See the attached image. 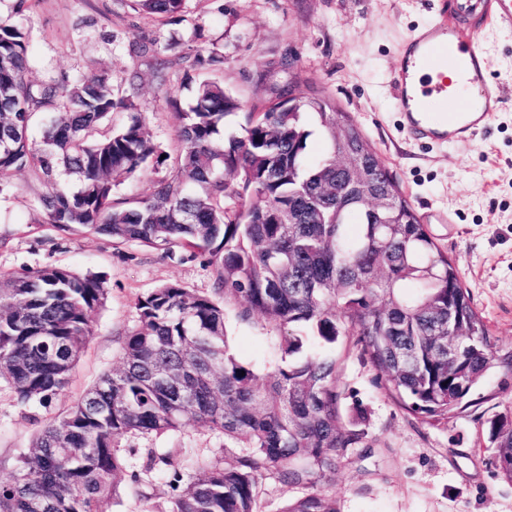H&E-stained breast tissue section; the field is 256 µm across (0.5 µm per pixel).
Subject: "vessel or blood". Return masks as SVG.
Listing matches in <instances>:
<instances>
[{
    "label": "vessel or blood",
    "instance_id": "b4317fda",
    "mask_svg": "<svg viewBox=\"0 0 512 512\" xmlns=\"http://www.w3.org/2000/svg\"><path fill=\"white\" fill-rule=\"evenodd\" d=\"M466 23L512 29V0H448L439 17L398 50L396 108L406 131L423 143H473L497 117L492 62L483 43L462 41Z\"/></svg>",
    "mask_w": 512,
    "mask_h": 512
}]
</instances>
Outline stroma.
I'll return each mask as SVG.
<instances>
[{"label": "stroma", "instance_id": "obj_1", "mask_svg": "<svg viewBox=\"0 0 512 512\" xmlns=\"http://www.w3.org/2000/svg\"><path fill=\"white\" fill-rule=\"evenodd\" d=\"M441 0H187L179 20L165 24L133 0H36L22 19L36 47L32 76L108 70L118 95L133 96L157 150L177 155L170 100L188 105L199 82L223 81L245 111L257 112L278 90L296 84L348 112L389 169L422 224L455 261L473 302L502 350L512 349V30L487 34L462 25L464 39L487 43L492 85L502 109L477 145H427L411 139L395 108L397 51L432 21ZM146 53H137V46ZM205 49L222 55L215 72L191 66ZM166 80L155 77L157 59ZM0 196V274L65 267L103 275L108 294L90 316L93 334L69 386L47 406L20 404L0 382V481L12 475L42 423L63 413L117 365L139 296L167 283L203 294L215 288L211 267L179 261L137 242L49 229L39 204L46 186L31 169L13 173ZM240 303H226V328L239 358L261 368L278 361L275 332L259 317L243 321ZM344 420L365 430L329 482L340 512H512V481L494 465L488 421L512 410V378L489 374L477 389L483 402L445 424L402 410L377 372L350 351L336 382ZM130 467L103 512H165L170 488L141 479L144 448L186 456H224L223 434L204 427L155 437L125 436Z\"/></svg>", "mask_w": 512, "mask_h": 512}]
</instances>
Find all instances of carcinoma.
Listing matches in <instances>:
<instances>
[{
    "label": "carcinoma",
    "mask_w": 512,
    "mask_h": 512,
    "mask_svg": "<svg viewBox=\"0 0 512 512\" xmlns=\"http://www.w3.org/2000/svg\"><path fill=\"white\" fill-rule=\"evenodd\" d=\"M33 0L0 15V194L13 171L35 168L48 188L40 206L58 232L137 241L169 257L213 267L215 296L178 283L137 298L138 325L120 365L103 374L60 418L43 423L11 480L0 512H100L128 460L118 439L201 425L237 444L233 460L177 459L145 449L144 473L167 477V512H260L267 472L308 493L281 512H338L328 479L366 434L340 412V359L302 355L344 339L382 377L403 409L448 420L494 369L512 374L463 287L389 170L346 112L319 96H288L248 112L241 133L225 129L241 102L205 80L173 113L182 144L169 173L134 206L113 198L120 180L168 166L147 136L144 111L118 97L105 72L28 77L30 33L19 18ZM175 20L185 0H135ZM196 50L192 65L217 67ZM124 119L111 125L112 113ZM49 115L41 137L30 129ZM324 157L306 162L315 132ZM355 157L344 169L339 157ZM105 280L62 267L0 275V380L24 405L67 387L93 335L90 313ZM245 302L279 332L281 364L263 372L240 360L226 336L224 304ZM495 465L512 481V413L489 420Z\"/></svg>",
    "instance_id": "cac0c4a2"
}]
</instances>
